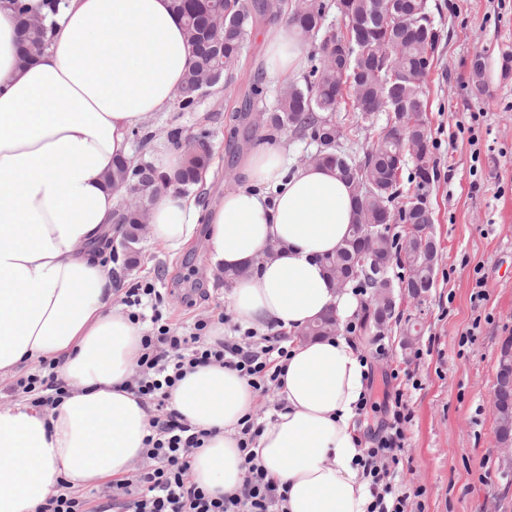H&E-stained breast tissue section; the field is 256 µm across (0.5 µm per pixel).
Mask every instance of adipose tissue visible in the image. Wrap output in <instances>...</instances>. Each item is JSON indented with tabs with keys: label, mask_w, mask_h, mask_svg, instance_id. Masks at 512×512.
<instances>
[{
	"label": "adipose tissue",
	"mask_w": 512,
	"mask_h": 512,
	"mask_svg": "<svg viewBox=\"0 0 512 512\" xmlns=\"http://www.w3.org/2000/svg\"><path fill=\"white\" fill-rule=\"evenodd\" d=\"M55 29L32 62L20 60L14 0H0V376L56 360L67 394L56 406L0 407V512H34L60 483L97 487L142 457L149 414L131 393L140 326L113 307L115 288L99 254L112 235L118 194L106 181L128 134L163 110L194 61L172 0H23ZM265 69L302 71L295 26L264 32ZM209 209L210 264L234 272L229 301L246 328L283 330L281 407L252 448L268 479L285 487L286 512H367L372 500L355 460V406L368 368L359 342L340 329L307 337L326 314L340 326L359 298L338 289L323 259L350 237L355 194L335 166L289 168L285 149L261 144ZM196 199L164 191L148 237L176 252L195 236ZM257 395L237 371L188 372L171 407L206 431L190 475L215 494L244 478L240 423Z\"/></svg>",
	"instance_id": "obj_1"
}]
</instances>
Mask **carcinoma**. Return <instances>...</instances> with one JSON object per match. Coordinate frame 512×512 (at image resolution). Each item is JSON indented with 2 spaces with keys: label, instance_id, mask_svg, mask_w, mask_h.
Wrapping results in <instances>:
<instances>
[{
  "label": "carcinoma",
  "instance_id": "1",
  "mask_svg": "<svg viewBox=\"0 0 512 512\" xmlns=\"http://www.w3.org/2000/svg\"><path fill=\"white\" fill-rule=\"evenodd\" d=\"M227 0H173V7L185 21L187 36L206 34L210 17L217 9L225 6ZM331 5L316 0L312 10L304 15L294 14L291 22L302 34L321 37L317 54L311 56V67L304 79V85L291 83L280 92L273 109L264 112V128L268 139L289 130L301 136H309L318 144L316 159L334 163L341 176L355 181L363 190L356 194L358 217L352 225V236L346 247L325 258L326 269L336 272L342 265L350 263L355 246L368 236L390 231V221L411 225V235H393L392 249L380 256L383 271L372 277L365 275L370 270L374 253L364 257L365 266L358 270L364 276L363 285L371 293L394 292L403 287L406 279L397 276L393 282L390 268L397 266L411 272L421 270L424 283L420 294L430 292L434 287L435 259L417 253L406 241L424 234L431 236L434 220L419 222L420 212L430 208L425 187L431 182L434 165L428 141L427 101L423 87L413 80V73L420 57L427 50H435L440 34L430 15L427 0H336V8L345 20V33L336 34L324 29ZM268 21L259 0H234L231 9L224 13V30L218 38L224 44L223 68L219 81L228 85L238 80L240 62L252 33ZM27 49L21 55L23 62L32 60L41 52L40 45L47 43V29L31 31L24 35ZM195 61L188 71L175 97V108L179 112H193L200 102V90L194 79L193 69L214 65L211 46L194 50ZM367 70H377L384 76L387 72L399 71L402 79L394 91L396 102L388 103L386 125L376 128L380 108L376 94L369 91L352 100V107L358 114L363 130L378 131L374 145L363 159L356 160L347 153L339 138L333 115L343 99L342 88L358 83ZM418 135L424 143L421 151L412 156L417 191L404 208L394 211V202L401 196L400 172L407 161L405 144L409 138ZM210 134L204 130L194 136L185 137L179 128L172 130L171 143L183 152L179 168L159 174L150 163L130 164L119 158L112 167V184L149 182L151 186L145 195V203L153 205L160 193L170 187L187 190L202 182V173L209 168L212 159ZM389 209V222L381 224L375 219L380 209ZM120 240L126 242L121 249L126 264L136 263L134 246L137 238V214L133 208L119 211ZM337 330L336 319L324 318L321 322L303 332L305 336H327Z\"/></svg>",
  "mask_w": 512,
  "mask_h": 512
}]
</instances>
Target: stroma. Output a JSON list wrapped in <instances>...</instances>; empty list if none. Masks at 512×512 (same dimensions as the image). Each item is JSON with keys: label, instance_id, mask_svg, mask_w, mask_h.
<instances>
[{"label": "stroma", "instance_id": "stroma-1", "mask_svg": "<svg viewBox=\"0 0 512 512\" xmlns=\"http://www.w3.org/2000/svg\"><path fill=\"white\" fill-rule=\"evenodd\" d=\"M440 30L425 83L429 147L434 174L427 188L438 246L436 286L421 300L404 302L401 317L376 337L357 330L369 360L372 397L383 401L394 387L392 369L410 371L419 382L407 394L403 474L423 487L425 512H512V471L502 466L492 406L495 362L502 342L512 337V70L502 68V51H512V0H428ZM266 47L255 31L243 54L245 71L261 75L262 96L246 100V81L216 86L193 112L167 108L152 113L129 143L135 160L154 162L172 146L168 133L180 127L192 135L212 134V179L195 187L199 224L234 175L246 151L229 141L241 112L257 123L277 100L284 79L266 76ZM486 63L484 87L470 78L475 56ZM481 113L478 145L462 126ZM149 135L141 143L140 135ZM121 290L152 283L161 294L163 319L178 332L196 319L231 314V282L208 273L203 244L175 255L141 239L135 266L124 255H105ZM487 275L475 286L476 264ZM418 323L411 347H403L406 320ZM388 355L374 357L376 341Z\"/></svg>", "mask_w": 512, "mask_h": 512}]
</instances>
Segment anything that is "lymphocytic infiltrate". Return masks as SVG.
I'll use <instances>...</instances> for the list:
<instances>
[{"label": "lymphocytic infiltrate", "instance_id": "1", "mask_svg": "<svg viewBox=\"0 0 512 512\" xmlns=\"http://www.w3.org/2000/svg\"><path fill=\"white\" fill-rule=\"evenodd\" d=\"M157 298L150 284L129 289L125 297L129 320L144 328L142 353L129 388L147 405L150 419L143 464L129 481L119 485L129 495L121 503L124 512H283L285 493L267 480L251 448L253 417H246L239 441L246 470L241 490L233 495H213L199 488L189 475V458L203 446L205 434L193 431L172 409L171 397L188 370L209 364L238 371L257 395L279 388L281 361L288 355L285 335L260 336L247 329L212 342L206 336L210 327L206 320L195 321L189 333L177 334L163 323L160 313H144L145 302ZM390 377L398 386L385 395L389 416L361 461L373 497L368 512H422L423 488L405 485L401 479L405 425L411 419L404 395L414 376L395 368ZM17 386L40 406L57 405L67 393L66 383L52 372L29 374Z\"/></svg>", "mask_w": 512, "mask_h": 512}]
</instances>
